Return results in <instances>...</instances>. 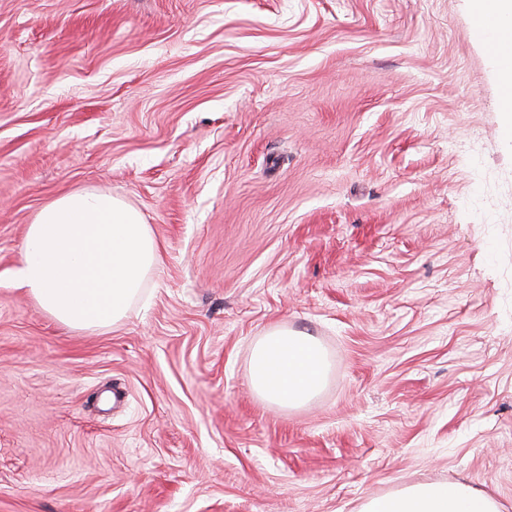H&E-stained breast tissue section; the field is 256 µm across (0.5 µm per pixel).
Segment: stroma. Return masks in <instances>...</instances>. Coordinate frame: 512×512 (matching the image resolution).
Wrapping results in <instances>:
<instances>
[{
	"label": "stroma",
	"mask_w": 512,
	"mask_h": 512,
	"mask_svg": "<svg viewBox=\"0 0 512 512\" xmlns=\"http://www.w3.org/2000/svg\"><path fill=\"white\" fill-rule=\"evenodd\" d=\"M470 0H0V512H512V145ZM75 190L162 263L104 332L15 287ZM319 397L249 385L273 328ZM328 373L323 348L305 333L274 328L252 350L251 389L282 408L297 409L316 399ZM492 495L460 482L423 483L366 499L360 512H502Z\"/></svg>",
	"instance_id": "stroma-1"
}]
</instances>
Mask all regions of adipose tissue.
Here are the masks:
<instances>
[{
	"label": "adipose tissue",
	"instance_id": "ef3b65f1",
	"mask_svg": "<svg viewBox=\"0 0 512 512\" xmlns=\"http://www.w3.org/2000/svg\"><path fill=\"white\" fill-rule=\"evenodd\" d=\"M491 35L503 96L502 130L512 141V0H471ZM160 263V246L132 206L89 191L46 204L26 229L14 273L37 306L74 331H105L126 318L147 276ZM327 356L311 335L275 328L254 345L250 386L262 399L300 408L322 392ZM492 495L460 482L423 483L364 501L360 512H501Z\"/></svg>",
	"mask_w": 512,
	"mask_h": 512
}]
</instances>
